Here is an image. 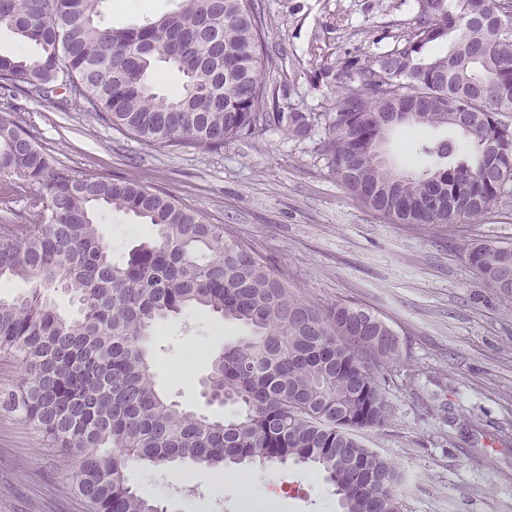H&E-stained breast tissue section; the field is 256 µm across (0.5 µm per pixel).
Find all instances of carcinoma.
Listing matches in <instances>:
<instances>
[{
  "label": "carcinoma",
  "instance_id": "carcinoma-1",
  "mask_svg": "<svg viewBox=\"0 0 512 512\" xmlns=\"http://www.w3.org/2000/svg\"><path fill=\"white\" fill-rule=\"evenodd\" d=\"M104 0H0V30L37 48L0 53V89L32 96L63 88L84 111L147 146L224 144L263 127L296 137L324 130L322 152L336 181L392 224L463 228L492 206H512V36L498 34L496 0H417L392 50L337 69L343 91L326 112L278 105L263 64L273 62L259 0H180L141 23L101 21ZM454 36L449 51L425 49ZM181 76L156 91L160 69ZM392 128L449 127L471 152L451 160L445 142H415L433 158L423 170L377 156ZM0 175L41 185L26 224H0V280L31 290L0 299V355L23 375L0 391V411L21 416L73 457L72 488L87 512H159L128 485L134 465L244 463L319 467L343 512H400L394 466L356 432L388 420L380 373L399 356L397 333L372 312L299 300L288 273L205 222L176 198L102 176L50 166L22 123L0 120ZM154 227V240L117 263L99 232L102 209ZM461 255L484 285L512 296V246L471 239ZM76 302L60 314L47 291ZM209 312L249 335L224 346L208 391L238 407L226 419L183 410L157 389L148 354L156 324ZM370 471L376 486L359 485Z\"/></svg>",
  "mask_w": 512,
  "mask_h": 512
}]
</instances>
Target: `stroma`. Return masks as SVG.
Instances as JSON below:
<instances>
[{"label": "stroma", "instance_id": "stroma-1", "mask_svg": "<svg viewBox=\"0 0 512 512\" xmlns=\"http://www.w3.org/2000/svg\"><path fill=\"white\" fill-rule=\"evenodd\" d=\"M277 66L281 103L326 111L340 93L324 65L369 60L406 32L416 0H261ZM23 120L56 168L76 176L137 181L175 196L213 224L231 225L285 270L295 294L321 305L365 307L398 334L401 355L387 368L388 422L363 433L401 476L403 512H512V297L486 288L461 259L459 237L384 221L339 186L317 151L320 132L293 137L267 128L220 151L147 147L76 103L0 94V119ZM416 139L445 140L455 158L469 146L456 132L400 129L388 157L426 166ZM114 261L152 241L155 230L132 215L101 214ZM244 327L201 312L157 325L149 344L156 383L183 409L227 417L207 405L201 380L212 355ZM197 361L191 381L175 365ZM73 462L17 415L0 414V512H85L71 488ZM169 481L165 468L135 466L129 486L168 512H254L251 495L220 488L212 469L188 465ZM263 480L269 512H341L322 474L294 461L242 464Z\"/></svg>", "mask_w": 512, "mask_h": 512}]
</instances>
